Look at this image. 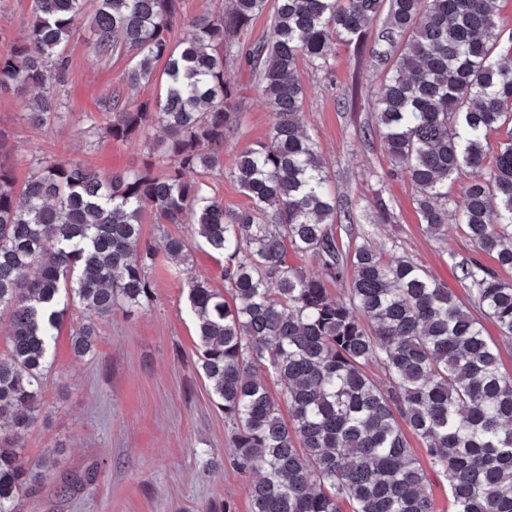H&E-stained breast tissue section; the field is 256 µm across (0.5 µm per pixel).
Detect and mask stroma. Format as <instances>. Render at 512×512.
<instances>
[{"mask_svg":"<svg viewBox=\"0 0 512 512\" xmlns=\"http://www.w3.org/2000/svg\"><path fill=\"white\" fill-rule=\"evenodd\" d=\"M31 4L0 0V49L26 31ZM377 47L372 33L357 46L332 45L330 72L300 67L307 91L303 125L320 147L338 213L351 216L338 232L343 239L360 236L384 252L408 257L441 286L465 295L453 260L476 259L487 266L490 258L461 229H450L444 242L422 231L414 186L405 176L390 175L386 151L368 133L382 84ZM66 54L62 118L33 125L30 92L0 94V161L12 169L16 185L27 181L34 154L83 162L104 175L148 160L142 138L101 136L110 118L103 99L118 88L131 100H146L157 96L158 85L128 86V56L98 61L89 18L80 20ZM225 78L240 92L238 122L222 151L229 166L244 146L266 140L272 116L246 63L229 64ZM186 178L222 200L225 209L249 204L228 174L194 171ZM378 194L390 205L394 223H378L373 208ZM142 228L148 240L166 233L190 240L189 259L178 273L172 260L158 254L149 272L152 306L131 318L117 312L99 321L94 359L73 354L71 329L82 312L68 309L52 344L46 410L24 440L27 458L39 459L52 446L59 452L41 489L20 498V512H224L228 504L234 512H251L253 478L231 462L232 427L197 371L198 340L188 309L191 281L223 290L224 258L194 243L190 225L155 223L152 210H145ZM90 470L92 482L61 495L67 478Z\"/></svg>","mask_w":512,"mask_h":512,"instance_id":"35a3bbf8","label":"stroma"}]
</instances>
